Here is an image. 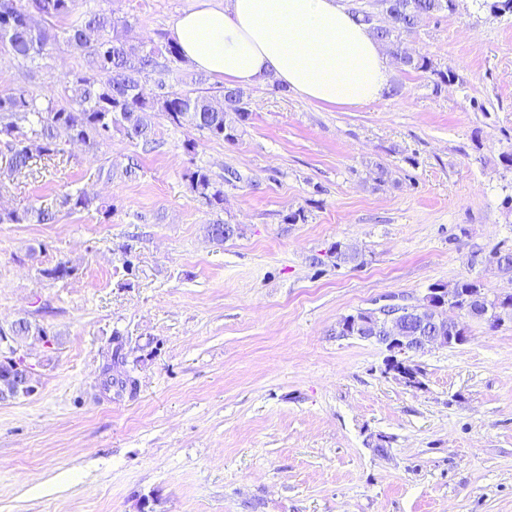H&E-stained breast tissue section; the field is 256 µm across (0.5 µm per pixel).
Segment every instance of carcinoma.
<instances>
[{
	"instance_id": "1",
	"label": "carcinoma",
	"mask_w": 512,
	"mask_h": 512,
	"mask_svg": "<svg viewBox=\"0 0 512 512\" xmlns=\"http://www.w3.org/2000/svg\"><path fill=\"white\" fill-rule=\"evenodd\" d=\"M75 0H0V47L14 58L33 62L59 42L87 57L90 74H72L63 83V92L77 104L75 108L59 105L58 101L19 88L0 94V146L7 151V170L20 173L31 168L34 153L51 155L61 152L60 136L67 142L94 148L110 139L112 131L122 132L128 139L145 145L155 142L154 127L158 116L174 127H192L228 143L238 140L240 126L250 117L242 90L224 89V103L215 104L203 94L183 92L167 83L169 69L160 59L183 60L176 42L166 40L162 47L133 44L118 28H129V22L115 16L114 11L89 10L79 21L61 31L49 33L28 22L31 13L44 18H65L72 14ZM384 23L362 11L354 13L357 21L370 26L376 37L393 46L392 56L407 70L436 75L446 84L455 80L452 70L432 67L431 59L413 54L401 47L402 37L416 32L425 17L444 10L451 11L454 0H378ZM104 71L108 78H96ZM154 77V89L145 90L144 79ZM191 191L211 206L224 202V188L210 171L197 166L185 174ZM63 204L72 210H88L94 199L83 192L68 194ZM50 224L55 213L48 209L0 210V224H25L31 220ZM212 239L222 242L237 234V228L222 221L208 225ZM333 265L356 263L360 254L335 243L330 249ZM451 305L467 310L472 296L483 294L481 285L461 278L447 286ZM490 317L495 323L512 319V302H488Z\"/></svg>"
}]
</instances>
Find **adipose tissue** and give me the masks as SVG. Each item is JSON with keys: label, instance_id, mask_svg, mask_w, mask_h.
Segmentation results:
<instances>
[{"label": "adipose tissue", "instance_id": "ef3b65f1", "mask_svg": "<svg viewBox=\"0 0 512 512\" xmlns=\"http://www.w3.org/2000/svg\"><path fill=\"white\" fill-rule=\"evenodd\" d=\"M173 34L186 59L229 86L273 78L308 100L359 108L390 79L380 42L339 0H198Z\"/></svg>", "mask_w": 512, "mask_h": 512}]
</instances>
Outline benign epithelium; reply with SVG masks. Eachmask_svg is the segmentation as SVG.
Returning a JSON list of instances; mask_svg holds the SVG:
<instances>
[{"mask_svg":"<svg viewBox=\"0 0 512 512\" xmlns=\"http://www.w3.org/2000/svg\"><path fill=\"white\" fill-rule=\"evenodd\" d=\"M428 293L434 296L435 308L430 310L432 320L445 327H451L455 320L443 315L447 308V296L441 288H430ZM357 334L369 333L367 340L383 346L389 355L385 361V371L395 373L406 384H413L417 375L409 370L411 356L431 347H446L456 342H464L462 336H448L444 330H434L426 334L413 335L412 329L405 323L397 311V305H385L372 313L366 328L353 329ZM3 342L8 344V354L0 369V403L14 401L34 395L38 388L33 364L28 361V353L20 350L18 342L10 336V331L2 330Z\"/></svg>","mask_w":512,"mask_h":512,"instance_id":"1","label":"benign epithelium"}]
</instances>
